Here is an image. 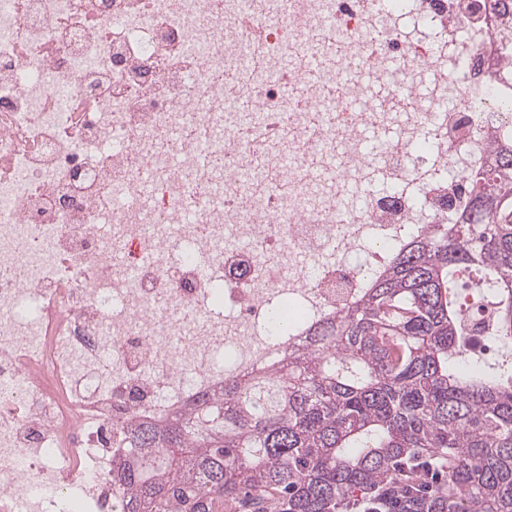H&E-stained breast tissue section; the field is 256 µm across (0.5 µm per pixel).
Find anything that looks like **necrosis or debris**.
I'll list each match as a JSON object with an SVG mask.
<instances>
[{
	"label": "necrosis or debris",
	"instance_id": "obj_1",
	"mask_svg": "<svg viewBox=\"0 0 512 512\" xmlns=\"http://www.w3.org/2000/svg\"><path fill=\"white\" fill-rule=\"evenodd\" d=\"M511 101L512 0H0V512H113L122 422L276 367L280 303L306 340L454 223Z\"/></svg>",
	"mask_w": 512,
	"mask_h": 512
}]
</instances>
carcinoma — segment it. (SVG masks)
<instances>
[{"instance_id": "1", "label": "carcinoma", "mask_w": 512, "mask_h": 512, "mask_svg": "<svg viewBox=\"0 0 512 512\" xmlns=\"http://www.w3.org/2000/svg\"><path fill=\"white\" fill-rule=\"evenodd\" d=\"M272 373L230 376L161 427L129 420L118 512H512V367L465 364L456 273L492 285L512 348V147Z\"/></svg>"}]
</instances>
